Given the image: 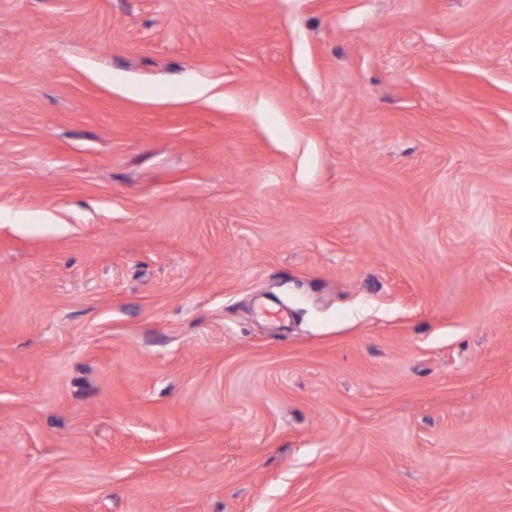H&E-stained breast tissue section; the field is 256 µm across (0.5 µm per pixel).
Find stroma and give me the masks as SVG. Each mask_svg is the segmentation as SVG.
<instances>
[{"label": "stroma", "mask_w": 512, "mask_h": 512, "mask_svg": "<svg viewBox=\"0 0 512 512\" xmlns=\"http://www.w3.org/2000/svg\"><path fill=\"white\" fill-rule=\"evenodd\" d=\"M0 512H512V0H0Z\"/></svg>", "instance_id": "obj_1"}]
</instances>
